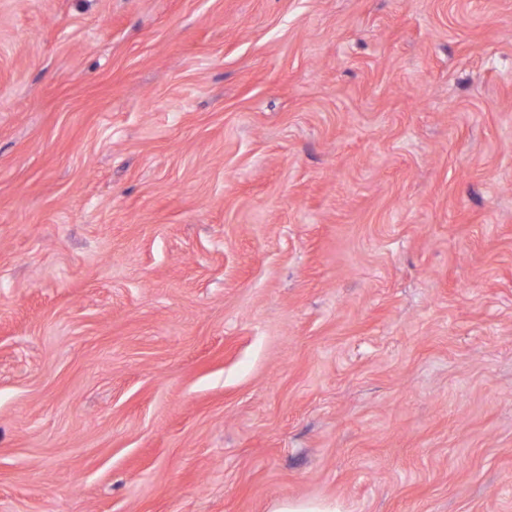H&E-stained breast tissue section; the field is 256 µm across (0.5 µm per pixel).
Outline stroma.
I'll return each instance as SVG.
<instances>
[{"instance_id":"35a3bbf8","label":"stroma","mask_w":512,"mask_h":512,"mask_svg":"<svg viewBox=\"0 0 512 512\" xmlns=\"http://www.w3.org/2000/svg\"><path fill=\"white\" fill-rule=\"evenodd\" d=\"M512 512V0H0V512ZM341 506L333 500L283 499L276 502L271 512H341Z\"/></svg>"}]
</instances>
